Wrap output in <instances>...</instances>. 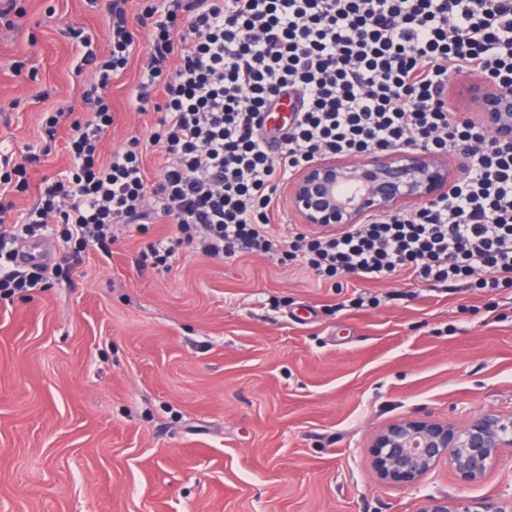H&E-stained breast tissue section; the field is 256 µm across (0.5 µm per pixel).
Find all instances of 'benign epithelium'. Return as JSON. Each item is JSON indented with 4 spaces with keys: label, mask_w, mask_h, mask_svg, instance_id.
<instances>
[{
    "label": "benign epithelium",
    "mask_w": 512,
    "mask_h": 512,
    "mask_svg": "<svg viewBox=\"0 0 512 512\" xmlns=\"http://www.w3.org/2000/svg\"><path fill=\"white\" fill-rule=\"evenodd\" d=\"M480 121L500 141L512 140V90L483 78L468 88ZM457 181L448 156L415 146L358 158H322L288 183L286 201L301 223L339 230L373 216L443 198ZM373 464L389 485H414L438 468L464 485L483 481L512 456V414L487 411L458 426L433 419L393 421L371 439ZM418 512H512L493 499L423 498Z\"/></svg>",
    "instance_id": "benign-epithelium-1"
}]
</instances>
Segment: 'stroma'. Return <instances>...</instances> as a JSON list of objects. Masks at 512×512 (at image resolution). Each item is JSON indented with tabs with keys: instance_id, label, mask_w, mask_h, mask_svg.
Wrapping results in <instances>:
<instances>
[{
	"instance_id": "35a3bbf8",
	"label": "stroma",
	"mask_w": 512,
	"mask_h": 512,
	"mask_svg": "<svg viewBox=\"0 0 512 512\" xmlns=\"http://www.w3.org/2000/svg\"><path fill=\"white\" fill-rule=\"evenodd\" d=\"M107 0H16L0 20V146L84 110L94 81L70 36L108 51ZM140 56L110 88L103 155L146 137ZM68 127L17 210L67 169ZM49 287L0 300V512H417L424 496L512 500V458L477 486L439 469L382 483L372 436L400 418L512 413V288L391 276L335 287L310 270L180 250L143 262L169 224L117 227ZM374 305L348 304L356 289Z\"/></svg>"
}]
</instances>
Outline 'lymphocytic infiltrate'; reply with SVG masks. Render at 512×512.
Segmentation results:
<instances>
[{
  "label": "lymphocytic infiltrate",
  "instance_id": "f902f5d3",
  "mask_svg": "<svg viewBox=\"0 0 512 512\" xmlns=\"http://www.w3.org/2000/svg\"><path fill=\"white\" fill-rule=\"evenodd\" d=\"M127 0H110L108 55L74 30L95 81L82 118L45 113L54 138L70 122L69 169L39 186L37 205L13 215L9 193L26 190L42 155L0 151V299L45 287L49 267L19 270L18 243L54 233L66 260L109 253L119 224H173L144 252L167 271L181 246L210 258L236 252L297 263L325 283L400 273L490 292L512 287V143L478 119L458 118L449 72L492 76L512 88V0H148L138 47ZM143 49L133 98L156 113L148 138L131 137L109 158V84ZM289 103L290 119L269 125ZM408 146L454 149L469 161L437 202L376 216L335 232H271L280 191L326 157ZM158 155L149 177L144 152Z\"/></svg>",
  "mask_w": 512,
  "mask_h": 512
}]
</instances>
